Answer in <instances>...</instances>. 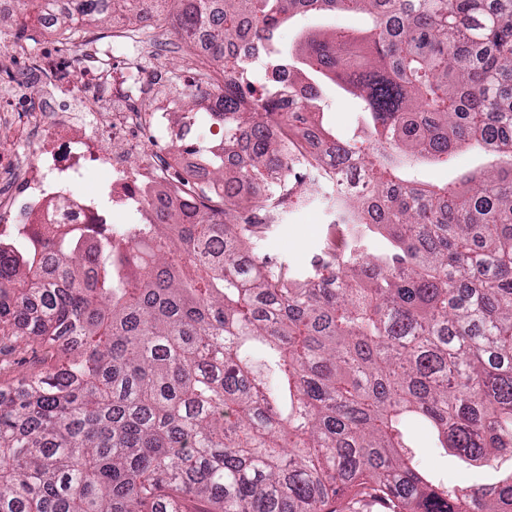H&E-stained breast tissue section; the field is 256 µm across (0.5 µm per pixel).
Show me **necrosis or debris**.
Returning a JSON list of instances; mask_svg holds the SVG:
<instances>
[{
  "instance_id": "obj_1",
  "label": "necrosis or debris",
  "mask_w": 512,
  "mask_h": 512,
  "mask_svg": "<svg viewBox=\"0 0 512 512\" xmlns=\"http://www.w3.org/2000/svg\"><path fill=\"white\" fill-rule=\"evenodd\" d=\"M21 0H0V70L26 56L12 35L23 21ZM77 62L40 73L42 108L29 109L26 77L0 85V241L32 229L63 231L80 224L111 221L131 201L162 199L184 210L188 195L174 191L172 170L203 177L204 162L191 141L167 157L148 153L137 131L155 126L168 135L167 113L138 111L153 96L160 76L132 32L114 28L78 35ZM143 154V164L127 167L126 155Z\"/></svg>"
}]
</instances>
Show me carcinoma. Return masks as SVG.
<instances>
[{
    "label": "carcinoma",
    "instance_id": "cac0c4a2",
    "mask_svg": "<svg viewBox=\"0 0 512 512\" xmlns=\"http://www.w3.org/2000/svg\"><path fill=\"white\" fill-rule=\"evenodd\" d=\"M222 2L171 0L176 31L207 27L211 59L247 71L249 20L258 57L292 82L258 104L224 81V148L202 149L194 220L147 203V223L115 236L91 224L0 244V337L51 349L0 386V512H512V466L441 482L407 430L424 422L468 464L512 461V0ZM337 12L372 25L280 39ZM326 79L357 108L343 141ZM310 123L312 151L297 140ZM470 142L492 161L418 179V162L447 166ZM244 178L253 192L235 190ZM315 201L341 218L336 251L305 274L250 258L260 225Z\"/></svg>",
    "mask_w": 512,
    "mask_h": 512
}]
</instances>
